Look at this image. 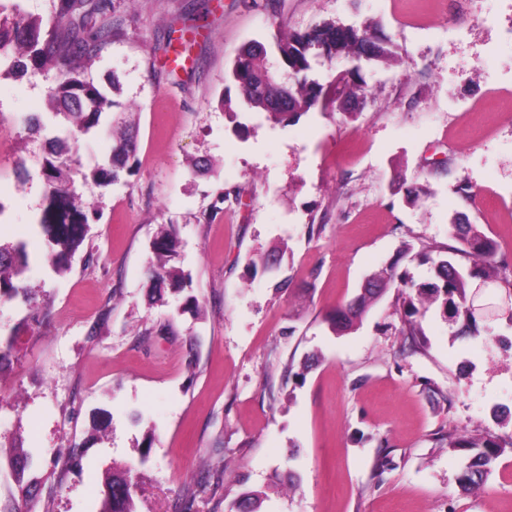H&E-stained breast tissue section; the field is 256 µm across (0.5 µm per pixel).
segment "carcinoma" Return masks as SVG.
<instances>
[{"label":"carcinoma","mask_w":512,"mask_h":512,"mask_svg":"<svg viewBox=\"0 0 512 512\" xmlns=\"http://www.w3.org/2000/svg\"><path fill=\"white\" fill-rule=\"evenodd\" d=\"M113 0H57L56 25L43 30L38 18H21L7 26L0 22V66L6 71L38 72L48 64L59 71L56 84L50 89V117L57 120L61 134L48 139L42 157V173L46 190L39 228L49 249L51 263L59 272L70 268L72 257L83 245L90 221L96 219L91 203L76 191L70 141L98 127L103 113L118 106L82 69L79 61L96 56L101 48L117 35L112 21ZM275 49L282 64L288 68L293 82H281L265 63L266 47L254 42L239 53L231 77L239 88L243 102L251 109L264 112L281 122L290 114L308 112L321 101L330 99L349 114L356 113L366 101L365 81L360 62H389L396 56L395 46L377 35L369 26L357 27L322 21L305 29H297L286 37H276ZM343 61L353 63L336 74L325 87L312 78L318 65ZM282 94L289 111L280 112L271 105V96ZM112 157L105 166L96 165L82 174V184L107 187L119 178L136 151L132 130L125 124H112ZM448 246L452 258L434 264L436 282L414 287L404 273L395 269L381 271L368 278V287L336 310L331 318L338 331H345L359 321L372 302L378 300L388 285L404 289L408 305L403 333L420 336L417 317L427 306L439 301L450 316L462 321L463 332L476 336L478 329L468 308L470 280H487L499 270L496 244L484 236L475 224L459 222L451 225ZM177 235L164 229L152 243L155 261L147 274L151 283L150 299L165 290L182 292L190 282L189 275L177 266L179 259ZM28 268V255L23 243H0V300L19 301L27 315L18 323L14 334L0 339V372L11 366L15 357L14 339L20 330L39 322L41 308L23 284ZM453 448H476L478 452L466 464L461 487L470 490L481 486L492 470L503 445L493 439L475 443L462 437L450 443ZM37 452L20 450L11 457L15 470L19 506L17 512H31L37 483L26 478ZM138 483L133 469H112L105 472L104 497L100 512H135ZM264 492L250 490L237 504V512H259Z\"/></svg>","instance_id":"1"}]
</instances>
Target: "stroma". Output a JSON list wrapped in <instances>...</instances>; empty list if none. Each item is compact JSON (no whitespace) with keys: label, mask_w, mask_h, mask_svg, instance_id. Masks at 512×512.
Wrapping results in <instances>:
<instances>
[{"label":"stroma","mask_w":512,"mask_h":512,"mask_svg":"<svg viewBox=\"0 0 512 512\" xmlns=\"http://www.w3.org/2000/svg\"><path fill=\"white\" fill-rule=\"evenodd\" d=\"M119 33L88 64L117 103L73 157L107 161L112 122L137 131L128 171L85 188L102 217L70 269L39 234L56 68L0 73V241L25 243L24 282L47 319L0 373V512H14L9 451L36 449L32 512H99L102 472L132 466L137 512H512V0H113ZM324 20L369 25L398 49L363 64L362 112L334 104L282 125L243 102L229 72L249 43ZM426 191L408 202L406 191ZM467 185L471 198L458 189ZM227 196L234 212L217 210ZM477 225L503 266L480 336L432 305L402 333L391 287L357 326L330 319L374 273L415 283L448 256V226ZM180 241L190 294L148 299L161 227ZM414 251L404 254V244ZM423 249L428 261L416 257ZM506 451L461 491L458 435ZM81 451V467L69 466ZM215 479L196 485L201 471Z\"/></svg>","instance_id":"obj_1"}]
</instances>
